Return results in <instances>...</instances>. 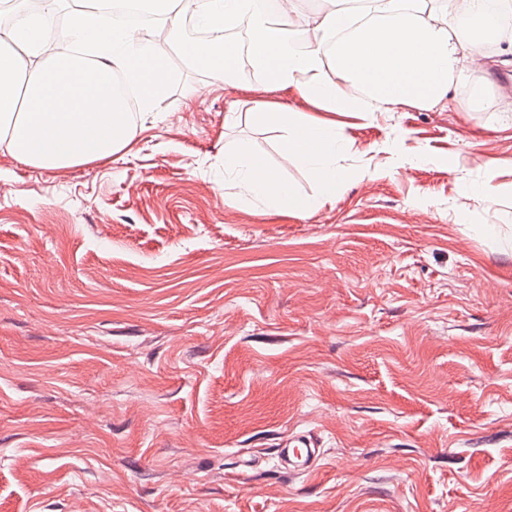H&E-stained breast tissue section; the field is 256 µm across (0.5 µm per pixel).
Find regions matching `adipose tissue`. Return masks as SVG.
Here are the masks:
<instances>
[{"mask_svg":"<svg viewBox=\"0 0 512 512\" xmlns=\"http://www.w3.org/2000/svg\"><path fill=\"white\" fill-rule=\"evenodd\" d=\"M361 19L348 27L345 0H333L314 26L278 22L298 12L301 0H151L153 23L142 29L112 13L105 0H41L0 28V153L37 169H63L112 158L137 133L126 102L113 87L122 73L137 89L141 111L166 121L158 109L168 71L155 45L164 37L185 62L227 88H238L234 46L224 31L249 38V59L262 79L252 118L280 133L284 159L299 160L322 191L334 193L350 178L338 156L350 147L335 126L286 102L296 93L312 106L362 111L355 95L366 88L388 109L434 107L448 98L449 81L466 56H478L481 37L512 24V0H360ZM68 10L66 40L52 32ZM211 32L201 43L180 33L183 18ZM223 175L234 197L264 211L300 219L313 204L296 195L246 145L224 149Z\"/></svg>","mask_w":512,"mask_h":512,"instance_id":"1","label":"adipose tissue"}]
</instances>
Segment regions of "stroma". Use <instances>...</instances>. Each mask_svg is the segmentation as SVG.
I'll return each mask as SVG.
<instances>
[{"mask_svg":"<svg viewBox=\"0 0 512 512\" xmlns=\"http://www.w3.org/2000/svg\"><path fill=\"white\" fill-rule=\"evenodd\" d=\"M161 52L178 111L124 152L0 154V512H512V63L442 108L318 110L351 144L330 197ZM228 143L315 214L225 201ZM278 446L277 456L288 472L308 475L320 462L321 444L311 431H292Z\"/></svg>","mask_w":512,"mask_h":512,"instance_id":"35a3bbf8","label":"stroma"}]
</instances>
